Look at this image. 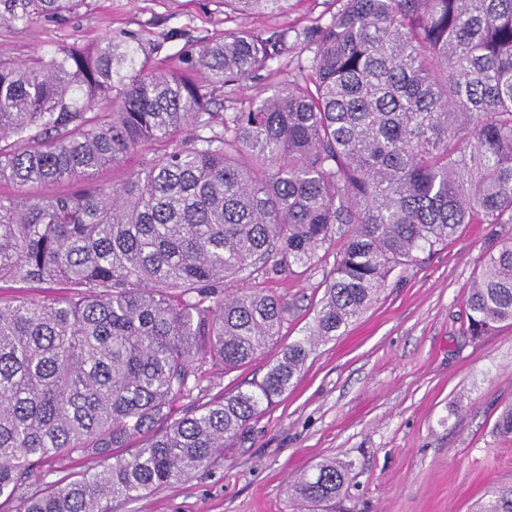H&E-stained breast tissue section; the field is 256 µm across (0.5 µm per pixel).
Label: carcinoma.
Listing matches in <instances>:
<instances>
[{
  "label": "carcinoma",
  "instance_id": "cac0c4a2",
  "mask_svg": "<svg viewBox=\"0 0 512 512\" xmlns=\"http://www.w3.org/2000/svg\"><path fill=\"white\" fill-rule=\"evenodd\" d=\"M217 2L244 18L288 5ZM92 5L0 0V22H61ZM297 39L312 56L232 112L211 106L277 60L283 36L226 31L172 71L149 69L126 36L21 61L0 53V183L74 185L0 197V285L66 290L0 305V499L11 512H110L114 498L187 479L396 267L464 224L512 223V0H336ZM138 152L123 181L82 184ZM337 241L308 334L251 388L173 417L204 391L203 365L230 370L276 343L285 307L262 284L318 264ZM238 278L255 286L224 293ZM467 308L474 337L512 323V236L484 256ZM137 436L131 457L112 459ZM90 452L105 462L22 493L38 466ZM352 469L325 460L290 491L311 512L339 498ZM475 512H512V489Z\"/></svg>",
  "mask_w": 512,
  "mask_h": 512
}]
</instances>
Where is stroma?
<instances>
[{"mask_svg":"<svg viewBox=\"0 0 512 512\" xmlns=\"http://www.w3.org/2000/svg\"><path fill=\"white\" fill-rule=\"evenodd\" d=\"M335 9L334 0H288L283 13L241 19L203 0H95L92 11L62 24L0 23V51L23 59L127 32L142 40L150 66L165 67L227 30L284 35L270 70L233 91L245 101L287 81L300 54L296 30ZM510 234L508 224H467L435 254L395 269L376 302L313 348L288 391L234 447L185 481L113 500L111 512H297L291 478L329 458L354 465L348 512H471L490 489L512 486V436L494 430L512 404V324L472 338L466 308L484 253ZM335 258L328 249L320 266H294L267 282L286 304L281 344L312 324ZM273 356L266 350L228 372L205 365L207 398L261 379ZM101 463L94 454L52 461L34 470L25 492Z\"/></svg>","mask_w":512,"mask_h":512,"instance_id":"35a3bbf8","label":"stroma"}]
</instances>
